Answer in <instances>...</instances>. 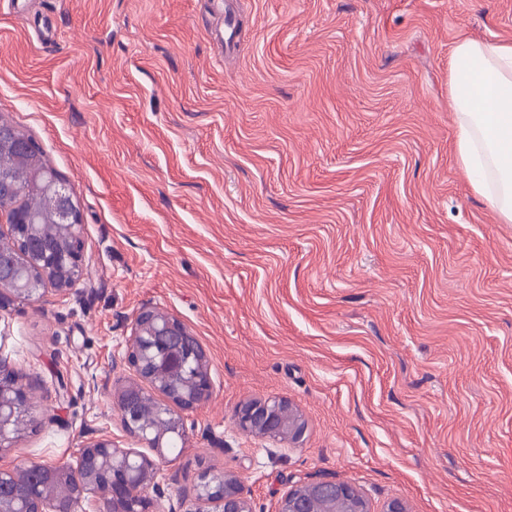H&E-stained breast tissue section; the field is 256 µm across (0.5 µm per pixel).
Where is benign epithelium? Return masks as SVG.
<instances>
[{"instance_id":"obj_1","label":"benign epithelium","mask_w":512,"mask_h":512,"mask_svg":"<svg viewBox=\"0 0 512 512\" xmlns=\"http://www.w3.org/2000/svg\"><path fill=\"white\" fill-rule=\"evenodd\" d=\"M0 146L8 149L0 159L26 164L33 177L40 176L36 144L15 127L0 125ZM26 192L8 170H0V216H9V241L0 245V311L16 301H40L49 293L73 295L84 274V244L75 236L80 211L66 184L54 179L45 224L33 220L24 204ZM127 360L138 381L123 386L115 396L121 435L87 443L74 465H32L38 483L59 486L54 498L32 487L16 505V499L4 496L3 485V476L14 467L1 464L0 512H149L151 501L143 491H160L156 459L164 455L166 435L185 436L184 412L211 395L209 357L181 320L145 306L132 322ZM26 401L25 387L0 359V460L26 412ZM235 422L246 435L283 443L296 441L305 429L298 411L276 397L244 402L235 411ZM143 447L155 456L141 451ZM194 495L208 506L201 512H254L250 492L237 475L206 478ZM315 502L322 504V512H369L356 487L334 480L291 487L276 512H313Z\"/></svg>"}]
</instances>
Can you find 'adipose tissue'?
Segmentation results:
<instances>
[{
    "label": "adipose tissue",
    "mask_w": 512,
    "mask_h": 512,
    "mask_svg": "<svg viewBox=\"0 0 512 512\" xmlns=\"http://www.w3.org/2000/svg\"><path fill=\"white\" fill-rule=\"evenodd\" d=\"M456 157L498 219L512 223V43L463 38L449 61Z\"/></svg>",
    "instance_id": "1"
}]
</instances>
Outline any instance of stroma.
Here are the masks:
<instances>
[{"label":"stroma","instance_id":"stroma-1","mask_svg":"<svg viewBox=\"0 0 512 512\" xmlns=\"http://www.w3.org/2000/svg\"><path fill=\"white\" fill-rule=\"evenodd\" d=\"M0 0V119L78 202L80 292L0 312L41 424L5 461L75 463L118 433L146 305L206 349L212 394L159 463L154 512L231 472L255 512L356 486L371 512H512V223L455 156L460 37L512 0ZM279 397L295 446L234 413Z\"/></svg>","mask_w":512,"mask_h":512}]
</instances>
